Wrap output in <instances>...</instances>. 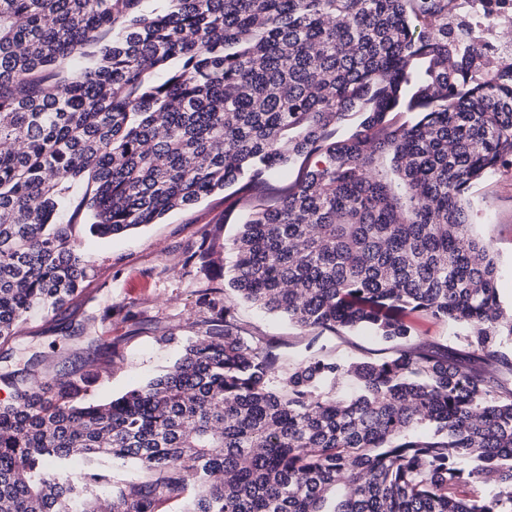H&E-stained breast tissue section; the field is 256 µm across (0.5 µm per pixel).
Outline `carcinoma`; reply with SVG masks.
<instances>
[{"label": "carcinoma", "mask_w": 512, "mask_h": 512, "mask_svg": "<svg viewBox=\"0 0 512 512\" xmlns=\"http://www.w3.org/2000/svg\"><path fill=\"white\" fill-rule=\"evenodd\" d=\"M150 2L0 0V345L95 277L80 216L118 236L237 184L232 276L203 235L181 269L204 275L205 335L108 401L92 364L0 374V512H512V313L466 200L512 170V68L448 26V0ZM238 298L307 332V355L241 326ZM96 321L80 334L111 359ZM354 330L391 354H325ZM407 321L411 324L415 333L431 340L448 342L450 345L458 343L460 340L455 336L457 330L448 325V322L418 314L409 315Z\"/></svg>", "instance_id": "cac0c4a2"}]
</instances>
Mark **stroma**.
Instances as JSON below:
<instances>
[{
    "label": "stroma",
    "instance_id": "stroma-1",
    "mask_svg": "<svg viewBox=\"0 0 512 512\" xmlns=\"http://www.w3.org/2000/svg\"><path fill=\"white\" fill-rule=\"evenodd\" d=\"M467 198L474 233L494 243L500 299L511 305L512 171L485 178L469 190ZM241 207L237 195L227 190L118 237H92L84 225H76V245L97 269V279L58 315L48 318L31 312L18 337L8 344L9 357L0 362V372L20 368L39 353L49 358L48 377L83 369L94 350L75 333L87 316L95 315L97 335L119 340L120 355L94 387L93 398L120 395L164 373L179 356L183 342L202 335L206 317L197 302L198 279L184 273L180 259L201 234L217 230L232 239L238 227L225 223L224 213ZM110 306L124 307V315L103 318ZM237 317L250 331L278 339L289 361L303 356L307 337L287 319L261 313L243 301L237 304ZM168 330L176 333L177 342H160V335Z\"/></svg>",
    "mask_w": 512,
    "mask_h": 512
}]
</instances>
